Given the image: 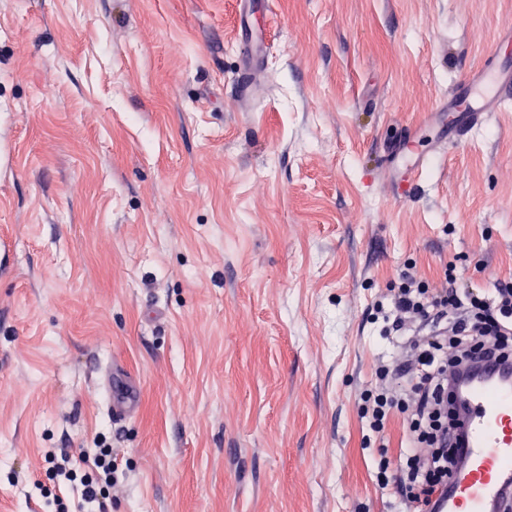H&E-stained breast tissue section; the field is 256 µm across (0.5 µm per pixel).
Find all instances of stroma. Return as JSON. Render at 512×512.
<instances>
[{
  "mask_svg": "<svg viewBox=\"0 0 512 512\" xmlns=\"http://www.w3.org/2000/svg\"><path fill=\"white\" fill-rule=\"evenodd\" d=\"M267 8L0 0V512H74L45 455L79 448L112 451L109 512H399L374 472L405 426L369 440L359 404L397 342L366 308L409 263L512 279V101L411 199L372 172L429 152L489 55L512 70V0ZM263 52V48H259L251 43L243 46L241 50L242 63L239 68V77L242 82H247L249 85L253 80L256 65L259 57ZM105 387L108 393V411L115 424L126 421L137 411L139 387L124 369L112 364L106 375Z\"/></svg>",
  "mask_w": 512,
  "mask_h": 512,
  "instance_id": "35a3bbf8",
  "label": "stroma"
}]
</instances>
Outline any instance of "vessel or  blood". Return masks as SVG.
Listing matches in <instances>:
<instances>
[{
  "instance_id": "1",
  "label": "vessel or blood",
  "mask_w": 512,
  "mask_h": 512,
  "mask_svg": "<svg viewBox=\"0 0 512 512\" xmlns=\"http://www.w3.org/2000/svg\"><path fill=\"white\" fill-rule=\"evenodd\" d=\"M261 48L248 44L241 50L239 78L252 82ZM470 93L464 125H482L490 113L512 100V72L485 62L467 80ZM427 166L393 170L396 194L404 198ZM457 383L459 413L455 417L454 444L459 459L448 486L433 501V512H507L512 507V366L486 361L478 373L465 376L451 372ZM105 386L108 411L114 423H122L138 409L139 387L128 373L111 366Z\"/></svg>"
}]
</instances>
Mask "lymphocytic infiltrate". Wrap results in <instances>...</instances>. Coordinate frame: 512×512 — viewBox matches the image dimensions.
<instances>
[{"label":"lymphocytic infiltrate","instance_id":"f902f5d3","mask_svg":"<svg viewBox=\"0 0 512 512\" xmlns=\"http://www.w3.org/2000/svg\"><path fill=\"white\" fill-rule=\"evenodd\" d=\"M369 318L404 338L399 352L378 367V384L364 398L362 417L376 438H383L395 415L406 424L407 451L380 466L377 481L395 487L407 512H426L456 466L448 374L489 347L512 356V281L475 293L458 288L454 268H446L442 284L432 285L407 267ZM57 471L79 507L107 512L103 488L112 482L111 449L81 452Z\"/></svg>","mask_w":512,"mask_h":512}]
</instances>
